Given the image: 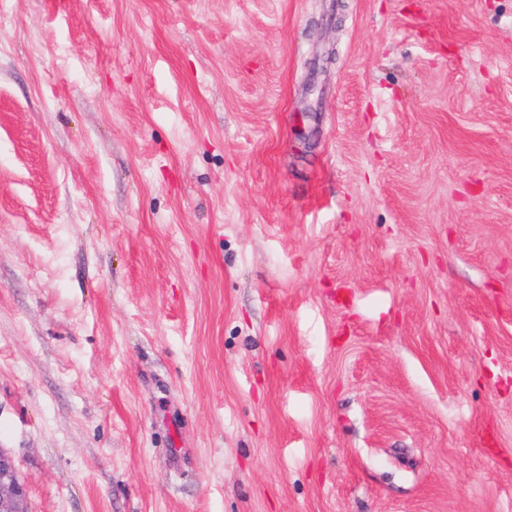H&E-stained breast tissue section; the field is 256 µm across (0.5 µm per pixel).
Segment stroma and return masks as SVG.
<instances>
[{"label":"stroma","instance_id":"1","mask_svg":"<svg viewBox=\"0 0 512 512\" xmlns=\"http://www.w3.org/2000/svg\"><path fill=\"white\" fill-rule=\"evenodd\" d=\"M0 448L30 512H512V0H0Z\"/></svg>","mask_w":512,"mask_h":512}]
</instances>
